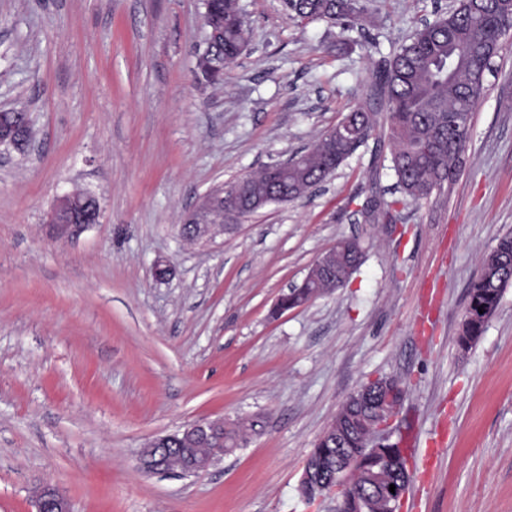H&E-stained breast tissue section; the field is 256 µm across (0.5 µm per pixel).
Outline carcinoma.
<instances>
[{"label":"carcinoma","instance_id":"obj_1","mask_svg":"<svg viewBox=\"0 0 512 512\" xmlns=\"http://www.w3.org/2000/svg\"><path fill=\"white\" fill-rule=\"evenodd\" d=\"M505 1L482 0L472 9L473 0H459L448 14L422 25L410 41L374 71L369 88L370 105L350 112L345 122L327 130L317 145L305 151L296 166L288 169V181L274 182L266 171L243 177V187L263 188L276 194L287 187L304 185L311 189L325 182L344 161L369 138L388 140L391 166L402 200L427 201L454 184L470 139V121L456 119V113L474 111L488 91L486 76L493 71L502 41L508 36L512 12L501 7ZM285 6L302 20H323L347 30L359 20L360 0H284ZM211 18L224 22V35L215 39V48L224 62L233 63L247 45L246 29L237 0H206ZM400 200V201H402ZM395 200L380 210L367 209V221L395 224L399 214ZM363 257L362 249L348 239L336 241V287L346 285ZM512 285V236L505 234L485 255L479 276L473 281L470 297L484 312L470 324V335L482 333L485 322L497 308L503 290ZM318 290L313 282L287 294L288 305L307 301ZM367 424L350 410L338 420L336 440L325 448L312 449L308 460L322 453L339 460L353 455L378 471L377 458L364 453L358 443ZM363 512H387L379 489L359 487Z\"/></svg>","mask_w":512,"mask_h":512}]
</instances>
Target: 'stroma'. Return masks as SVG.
Instances as JSON below:
<instances>
[{
  "mask_svg": "<svg viewBox=\"0 0 512 512\" xmlns=\"http://www.w3.org/2000/svg\"><path fill=\"white\" fill-rule=\"evenodd\" d=\"M365 5L347 31L238 0L249 44L211 84L202 0H0V109L33 128L26 152L0 145V512H35L46 483L74 512H333L335 495L300 497L303 466L376 377L406 390L400 512H512V286L460 343L481 258L512 233V38L450 191L400 204L371 139L301 198L180 234L205 193L364 104L377 64L457 0ZM75 188L100 220L55 237L47 214ZM370 200L397 202L399 226L366 222ZM349 236L347 285L273 315ZM257 414L263 432L204 473L139 464L156 436Z\"/></svg>",
  "mask_w": 512,
  "mask_h": 512,
  "instance_id": "obj_1",
  "label": "stroma"
}]
</instances>
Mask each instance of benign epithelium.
Instances as JSON below:
<instances>
[{"label": "benign epithelium", "instance_id": "benign-epithelium-1", "mask_svg": "<svg viewBox=\"0 0 512 512\" xmlns=\"http://www.w3.org/2000/svg\"><path fill=\"white\" fill-rule=\"evenodd\" d=\"M196 68L199 79L211 82L213 78L224 73V63L213 55L211 40H206L205 49L198 54ZM32 129L28 118L19 115L0 120V144H8L21 150L29 144ZM93 194L89 192H70L58 197L49 213L48 223L52 224L56 234L65 237L74 235L84 228L99 221V203L89 206ZM275 202V199L263 190H254L244 199L224 194L220 188L205 195L195 212L188 216L185 224L193 230V237L198 238L211 230L224 231L225 218H238L242 211L253 212ZM321 279L327 287L321 292L336 290V250L322 253L314 262L305 280ZM404 400V390L400 381L393 378L378 377L359 386L346 398L344 405L358 416L370 418V426L361 448L369 449L371 454H381L385 462L396 463V458L389 450V429L393 419ZM224 420H203L184 428L185 436L192 439L212 441L214 446L202 449L196 455L186 454L179 462L178 472L190 476L207 471L216 461L224 457L228 449L224 448ZM171 449L164 447V438L153 439L140 457L142 468L149 472H169V454ZM360 459L336 462V475L326 486V491L337 492L334 510L342 512L357 485L352 481V473L357 471ZM36 512H71L69 501L56 489L43 486L35 495Z\"/></svg>", "mask_w": 512, "mask_h": 512}]
</instances>
